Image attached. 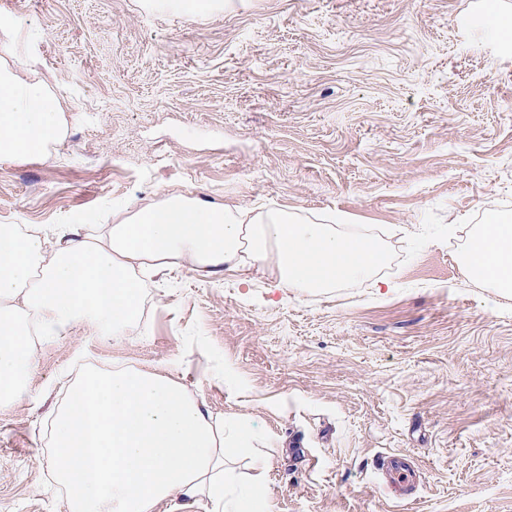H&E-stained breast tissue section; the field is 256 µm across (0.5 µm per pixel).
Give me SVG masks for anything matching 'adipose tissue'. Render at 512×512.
<instances>
[{"label":"adipose tissue","mask_w":512,"mask_h":512,"mask_svg":"<svg viewBox=\"0 0 512 512\" xmlns=\"http://www.w3.org/2000/svg\"><path fill=\"white\" fill-rule=\"evenodd\" d=\"M18 32L0 15V159L39 157L67 122L48 84L16 62ZM387 259L382 241L352 225L283 209L237 208L168 195L111 224H61L55 234L0 224V412L24 395L39 342L75 327L125 342L136 327L140 277L184 267L256 268L278 287L328 290L371 277ZM464 275L512 294V218L473 225L457 256ZM66 512H155L180 495L208 512H263V472L238 485L231 462L252 447L170 377L92 368L51 418Z\"/></svg>","instance_id":"obj_1"}]
</instances>
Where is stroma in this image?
Here are the masks:
<instances>
[{
    "mask_svg": "<svg viewBox=\"0 0 512 512\" xmlns=\"http://www.w3.org/2000/svg\"><path fill=\"white\" fill-rule=\"evenodd\" d=\"M65 137L0 161V224H109L165 194L346 217L392 291L294 294L259 271L145 279L138 334L39 345L0 415V512H65L51 415L83 364L172 375L262 434L265 512H512V296L469 281L470 225L512 214V0H0ZM390 454L419 470L393 496ZM234 0H147L146 5L152 10H166L178 14H195L200 12H224V8Z\"/></svg>",
    "mask_w": 512,
    "mask_h": 512,
    "instance_id": "1",
    "label": "stroma"
}]
</instances>
